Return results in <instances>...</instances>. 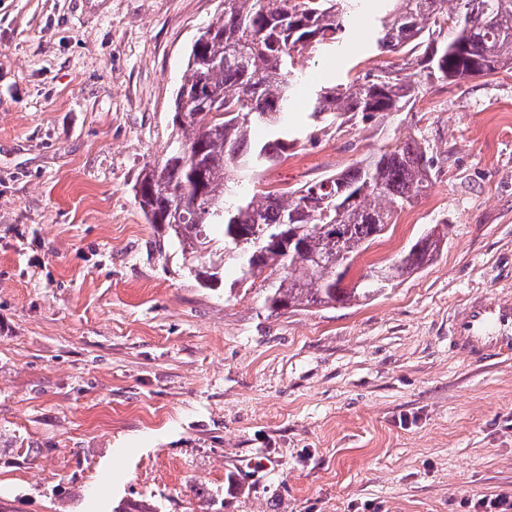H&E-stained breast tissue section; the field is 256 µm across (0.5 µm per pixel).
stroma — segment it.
<instances>
[{
    "instance_id": "1",
    "label": "stroma",
    "mask_w": 512,
    "mask_h": 512,
    "mask_svg": "<svg viewBox=\"0 0 512 512\" xmlns=\"http://www.w3.org/2000/svg\"><path fill=\"white\" fill-rule=\"evenodd\" d=\"M303 59L300 135L255 188L424 140L429 188L349 277L434 225L424 268L367 301L274 316L215 239L201 287L148 224L190 48L224 0H0V512H478L512 495V360L448 348L460 300L512 286V72L424 83L405 111L313 124L309 87L402 67L370 37Z\"/></svg>"
}]
</instances>
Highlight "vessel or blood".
Returning a JSON list of instances; mask_svg holds the SVG:
<instances>
[{"instance_id": "1", "label": "vessel or blood", "mask_w": 512, "mask_h": 512, "mask_svg": "<svg viewBox=\"0 0 512 512\" xmlns=\"http://www.w3.org/2000/svg\"><path fill=\"white\" fill-rule=\"evenodd\" d=\"M450 347L469 362L512 355V299L500 293L481 295L454 310Z\"/></svg>"}]
</instances>
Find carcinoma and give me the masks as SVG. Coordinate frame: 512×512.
I'll return each instance as SVG.
<instances>
[{"label": "carcinoma", "mask_w": 512, "mask_h": 512, "mask_svg": "<svg viewBox=\"0 0 512 512\" xmlns=\"http://www.w3.org/2000/svg\"><path fill=\"white\" fill-rule=\"evenodd\" d=\"M393 2L374 37L381 49L404 54V67L313 90L312 120L370 121L416 101L423 76L446 84L512 69V0ZM363 7V0H224V16L192 45L175 102L177 140L160 164L144 169L136 190L148 223L161 225L183 254L207 249L217 229L224 260L240 273L235 284L275 271L264 303L277 315L369 300L440 249L441 238L429 232L382 278L344 284L350 262L430 185L425 147L411 134L296 189L241 192L296 144L288 112L299 62L341 46ZM258 127L262 140L252 136Z\"/></svg>", "instance_id": "carcinoma-1"}]
</instances>
